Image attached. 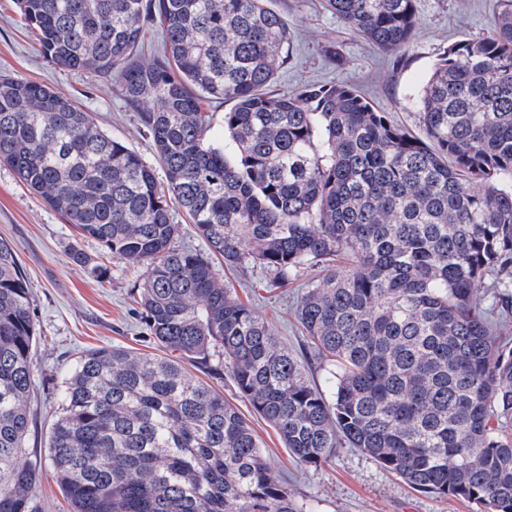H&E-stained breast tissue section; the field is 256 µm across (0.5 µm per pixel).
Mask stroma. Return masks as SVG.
<instances>
[{"label":"stroma","mask_w":512,"mask_h":512,"mask_svg":"<svg viewBox=\"0 0 512 512\" xmlns=\"http://www.w3.org/2000/svg\"><path fill=\"white\" fill-rule=\"evenodd\" d=\"M267 6L281 14L293 36L277 89L345 83L418 135L422 129L414 98L424 78L450 45L488 30L496 0H418L420 23L399 58L364 42L325 8L323 0H268ZM0 74L37 81L70 95L83 111L92 113L102 131L154 162L139 113L120 94L117 80L48 63L15 0H0ZM0 239L18 255L32 292L38 333L28 400L31 427L22 460L40 472L34 493L37 512H71L47 448L63 381L88 351L113 346L153 356L161 348L138 302V270L111 259L109 273L102 277L91 266L73 264L67 255L70 246L94 258L101 257L100 246L81 238L6 167H0ZM215 267L289 350L305 353L306 339L295 313L299 283L271 289L258 270H228L220 259ZM211 384L248 421L263 454L304 512H472L467 501L413 490L353 448L336 449L321 466H305L289 454L272 425L254 412L229 377L213 378Z\"/></svg>","instance_id":"obj_1"}]
</instances>
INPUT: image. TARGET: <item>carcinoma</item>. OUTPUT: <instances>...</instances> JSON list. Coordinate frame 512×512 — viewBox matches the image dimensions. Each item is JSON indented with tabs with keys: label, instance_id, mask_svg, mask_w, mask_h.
<instances>
[{
	"label": "carcinoma",
	"instance_id": "obj_1",
	"mask_svg": "<svg viewBox=\"0 0 512 512\" xmlns=\"http://www.w3.org/2000/svg\"><path fill=\"white\" fill-rule=\"evenodd\" d=\"M358 37L405 51L417 0H325ZM46 59L104 79L139 113L165 174L67 94L0 78V164L82 238L141 269L165 356L99 349L60 393L48 452L73 512H303L237 408L185 367L229 374L302 464L356 448L417 491L512 512V347L474 302L512 310V0L422 84L424 137L346 84L274 88L292 34L264 0H16ZM163 57L131 61L145 28ZM208 99L224 111L214 142ZM177 203L228 269L306 277L310 357L175 246ZM37 330L0 241V512H35L21 462ZM327 362L330 390L310 383Z\"/></svg>",
	"mask_w": 512,
	"mask_h": 512
}]
</instances>
